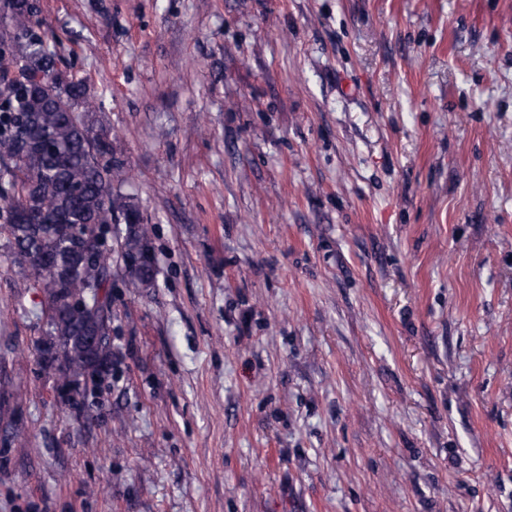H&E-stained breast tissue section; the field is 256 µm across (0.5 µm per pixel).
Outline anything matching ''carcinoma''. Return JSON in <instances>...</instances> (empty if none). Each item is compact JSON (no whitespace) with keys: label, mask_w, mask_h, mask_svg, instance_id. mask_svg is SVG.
Returning <instances> with one entry per match:
<instances>
[{"label":"carcinoma","mask_w":512,"mask_h":512,"mask_svg":"<svg viewBox=\"0 0 512 512\" xmlns=\"http://www.w3.org/2000/svg\"><path fill=\"white\" fill-rule=\"evenodd\" d=\"M0 22V160L11 162L10 200L0 231L24 275L40 288L48 314L40 362L57 368L66 402L80 408L112 372V249L97 241L114 232L125 287H154L153 227L122 191L128 168L107 132L88 114L96 101L41 33L40 0H7ZM16 408L0 401V423L17 448L28 437Z\"/></svg>","instance_id":"carcinoma-1"}]
</instances>
